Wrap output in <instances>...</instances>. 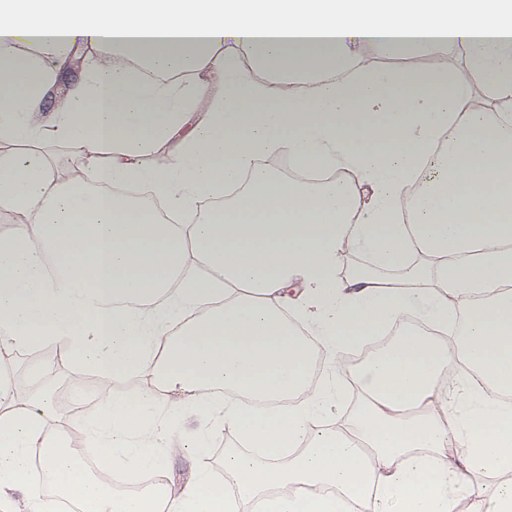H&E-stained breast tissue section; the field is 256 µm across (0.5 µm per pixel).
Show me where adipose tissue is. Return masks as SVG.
<instances>
[{"label": "adipose tissue", "mask_w": 512, "mask_h": 512, "mask_svg": "<svg viewBox=\"0 0 512 512\" xmlns=\"http://www.w3.org/2000/svg\"><path fill=\"white\" fill-rule=\"evenodd\" d=\"M83 40L111 60L57 90ZM451 45L487 99L446 63L361 58ZM4 139L31 150L0 154V210L19 218L0 237V343L144 372L164 397L102 410L78 448L48 431L39 401L0 413V512H51L29 476L36 448L80 512H458L463 472L512 470V0H0ZM46 140L86 160L82 179H63ZM281 154L297 177L257 164ZM433 161L445 177L423 180ZM312 169L355 181L300 179ZM246 171L227 208L189 224L105 191L144 185L183 214ZM352 248L379 268L422 252L428 269L405 276L427 287L339 280ZM296 281L306 340L283 306ZM200 306L172 334L175 312ZM452 306L465 324L450 340ZM408 313L433 335L393 337L352 372L351 425H320L343 387L310 385L314 349L340 368ZM450 363L486 383L465 387L460 418L441 385ZM201 411L199 448L223 430L240 442L223 488L201 474L119 496L79 462L89 451L132 478L165 470L175 417Z\"/></svg>", "instance_id": "adipose-tissue-1"}]
</instances>
